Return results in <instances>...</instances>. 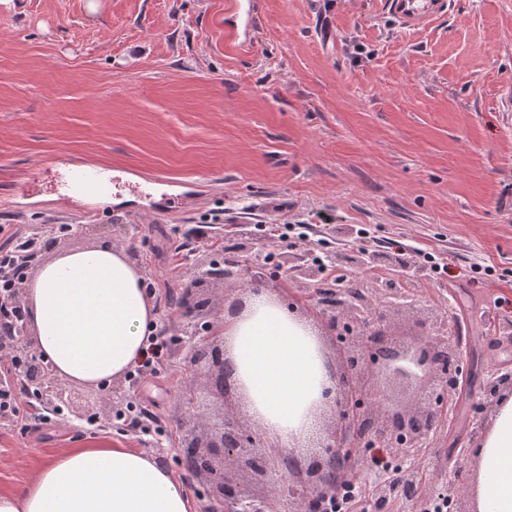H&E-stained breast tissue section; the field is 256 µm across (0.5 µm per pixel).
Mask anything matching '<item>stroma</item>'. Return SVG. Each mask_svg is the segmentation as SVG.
<instances>
[{"mask_svg":"<svg viewBox=\"0 0 512 512\" xmlns=\"http://www.w3.org/2000/svg\"><path fill=\"white\" fill-rule=\"evenodd\" d=\"M225 0H0V225L32 235L64 224L60 245L124 249L155 279L168 367L118 393L75 386L89 413L114 398L149 415L147 449L184 483L197 512L206 492L186 470L198 403L181 340L193 325L170 297L191 288L192 263L240 260L267 243L262 226L304 224L308 242L277 248L263 286L292 303L314 280L293 266L327 243L367 288L391 280L401 240L435 253L446 278L412 294L480 346L512 340V0H449L446 16L412 30L381 0H254L256 25L224 44ZM104 168L112 193L74 206L67 166ZM331 215L327 224L314 212ZM135 225L124 236V225ZM211 228L214 243L192 236ZM185 243L174 259L170 241ZM482 272H475V265ZM493 275H485V268ZM483 392L447 417L427 450L421 485L464 496L478 440L467 427ZM466 453L448 464V439ZM138 442L105 423L64 418L22 435L0 420V491L21 487L66 448Z\"/></svg>","mask_w":512,"mask_h":512,"instance_id":"stroma-1","label":"stroma"}]
</instances>
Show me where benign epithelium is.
Returning <instances> with one entry per match:
<instances>
[{
    "label": "benign epithelium",
    "instance_id": "benign-epithelium-1",
    "mask_svg": "<svg viewBox=\"0 0 512 512\" xmlns=\"http://www.w3.org/2000/svg\"><path fill=\"white\" fill-rule=\"evenodd\" d=\"M195 270L196 279L201 282L212 281L222 285L238 277L233 270L218 274L202 261L195 263ZM333 293L341 300L340 311L352 318L351 328L359 330V336L340 343L337 338L330 337L336 355V394L331 406L336 419L319 434L314 444L319 452L309 458L291 456L285 467L283 452L248 427L233 404H225V414L218 424L211 422L206 410H201L199 433L188 439L186 451L195 458L207 460V466L192 470L191 476L207 487L215 512L218 509L227 512H275L272 505L278 502L287 506L288 512H311L314 504L339 494L341 484L358 467L356 448L360 447L361 437L357 421L361 414H369L374 422L381 425L398 419L407 428L422 414L438 408L451 395L448 364L433 361L427 355L430 347L454 341L437 312L424 310L416 298L401 292L387 294L374 289L365 303L343 298L341 288L333 290ZM370 303L388 312L385 326L389 329L411 317L421 321L424 323L422 336L413 344L400 346L393 358L380 360L360 340L364 335L376 333L374 325L380 322L377 312L367 308ZM183 305L190 319L209 318L204 332L187 338L182 347L183 358L194 377L203 380L207 390L222 399L224 393L215 390L214 385L224 383L223 318L213 314L212 298L207 288L188 292ZM14 328L16 335L21 337L19 351L30 352L32 338L26 317L15 322ZM25 387L40 393L44 407L65 409L75 419L84 417V410L74 400L70 389L50 374H26ZM507 390L512 392V371L506 369L491 374L485 390L486 405L480 409V414L485 416L492 411ZM407 391L414 393L412 401L404 405L391 402V395ZM434 434L433 430L412 431L404 447L397 435H382L377 438V443L398 459L403 477L407 478L430 447ZM226 460L251 483L261 486L262 493L254 495L244 491L224 470ZM285 470L290 476L289 481L274 478V474Z\"/></svg>",
    "mask_w": 512,
    "mask_h": 512
}]
</instances>
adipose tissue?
<instances>
[{
    "label": "adipose tissue",
    "mask_w": 512,
    "mask_h": 512,
    "mask_svg": "<svg viewBox=\"0 0 512 512\" xmlns=\"http://www.w3.org/2000/svg\"><path fill=\"white\" fill-rule=\"evenodd\" d=\"M25 293L35 348L55 378L96 387L125 377L142 360L156 313L123 250L61 253L36 269ZM223 336L245 414L278 448L298 451L316 430L324 391L334 386L316 329L261 291L228 318ZM474 454L476 512H512V396L498 404ZM0 512H193V506L152 453L70 448L23 486L0 493Z\"/></svg>",
    "instance_id": "ef3b65f1"
}]
</instances>
